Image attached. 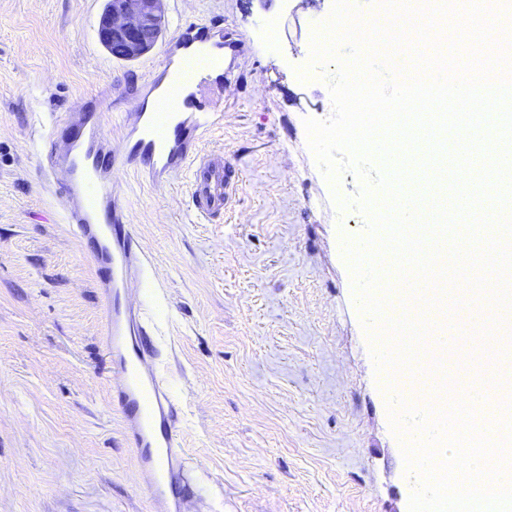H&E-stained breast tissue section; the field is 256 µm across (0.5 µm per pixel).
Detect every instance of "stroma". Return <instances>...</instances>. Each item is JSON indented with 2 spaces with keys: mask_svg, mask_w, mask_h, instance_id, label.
<instances>
[{
  "mask_svg": "<svg viewBox=\"0 0 512 512\" xmlns=\"http://www.w3.org/2000/svg\"><path fill=\"white\" fill-rule=\"evenodd\" d=\"M333 5L163 3V39L219 22L246 44L202 143L242 173L224 216L198 218L184 177L158 189L130 168L116 185L153 263L135 300L200 512H409L416 488L343 255L366 222L361 184L331 185L308 145L306 119L334 113L339 66L311 60ZM104 6L0 0V512H152L108 399L93 269L40 171L52 114L97 95L116 125L160 55L113 58Z\"/></svg>",
  "mask_w": 512,
  "mask_h": 512,
  "instance_id": "stroma-1",
  "label": "stroma"
}]
</instances>
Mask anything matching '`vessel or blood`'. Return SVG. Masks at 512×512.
Instances as JSON below:
<instances>
[{
	"instance_id": "obj_1",
	"label": "vessel or blood",
	"mask_w": 512,
	"mask_h": 512,
	"mask_svg": "<svg viewBox=\"0 0 512 512\" xmlns=\"http://www.w3.org/2000/svg\"><path fill=\"white\" fill-rule=\"evenodd\" d=\"M241 38L216 23L188 22L165 44L118 130H107L102 100L87 97L79 107L55 116L45 173L63 172L54 186L63 220L78 241L89 244L97 286L104 302L100 343L112 375L109 399L123 413L125 435L138 467L145 472L155 512H193L196 502L182 494L190 467L176 425V407L159 371L160 350L141 305L130 302V286L143 281L148 260L133 225L112 192V182L128 166L161 188L187 174L197 213L222 215L235 194V172L201 145L222 112L187 103L186 85L228 87L240 76L234 61Z\"/></svg>"
}]
</instances>
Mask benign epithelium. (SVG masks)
I'll use <instances>...</instances> for the list:
<instances>
[{
    "mask_svg": "<svg viewBox=\"0 0 512 512\" xmlns=\"http://www.w3.org/2000/svg\"><path fill=\"white\" fill-rule=\"evenodd\" d=\"M163 0H108L100 17L99 40L118 45L120 56L135 60L149 51L146 35L160 29Z\"/></svg>",
    "mask_w": 512,
    "mask_h": 512,
    "instance_id": "obj_1",
    "label": "benign epithelium"
}]
</instances>
